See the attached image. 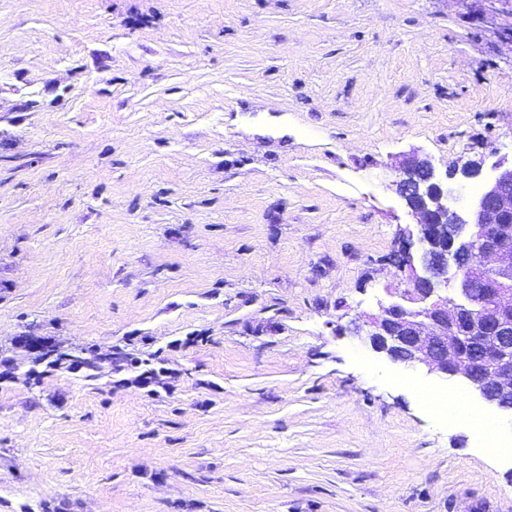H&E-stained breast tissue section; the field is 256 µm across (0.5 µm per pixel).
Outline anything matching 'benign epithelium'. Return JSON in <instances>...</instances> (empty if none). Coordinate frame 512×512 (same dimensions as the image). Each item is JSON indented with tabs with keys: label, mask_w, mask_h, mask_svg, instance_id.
Listing matches in <instances>:
<instances>
[{
	"label": "benign epithelium",
	"mask_w": 512,
	"mask_h": 512,
	"mask_svg": "<svg viewBox=\"0 0 512 512\" xmlns=\"http://www.w3.org/2000/svg\"><path fill=\"white\" fill-rule=\"evenodd\" d=\"M449 179L478 192L458 206ZM396 187L415 218L416 253L400 260L409 287L387 290L354 333L390 363L423 366L512 415V160L468 158L442 178L414 156Z\"/></svg>",
	"instance_id": "benign-epithelium-1"
}]
</instances>
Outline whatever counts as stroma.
Here are the masks:
<instances>
[{"instance_id":"1","label":"stroma","mask_w":512,"mask_h":512,"mask_svg":"<svg viewBox=\"0 0 512 512\" xmlns=\"http://www.w3.org/2000/svg\"><path fill=\"white\" fill-rule=\"evenodd\" d=\"M494 151L512 0H0V512H512L347 329L406 282L392 164Z\"/></svg>"}]
</instances>
